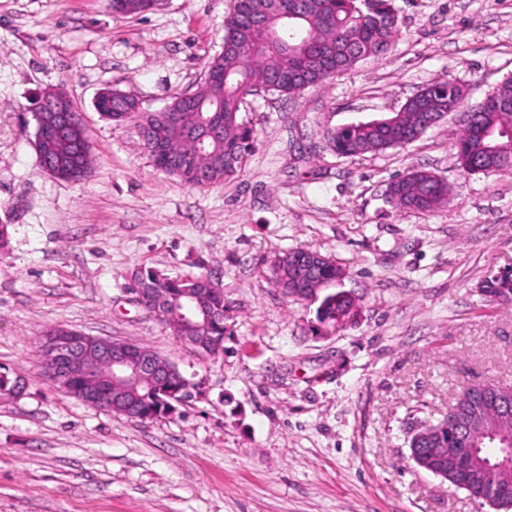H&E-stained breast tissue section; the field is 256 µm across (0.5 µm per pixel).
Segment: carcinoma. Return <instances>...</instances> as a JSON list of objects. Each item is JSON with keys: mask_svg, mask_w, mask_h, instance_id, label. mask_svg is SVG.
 Masks as SVG:
<instances>
[{"mask_svg": "<svg viewBox=\"0 0 512 512\" xmlns=\"http://www.w3.org/2000/svg\"><path fill=\"white\" fill-rule=\"evenodd\" d=\"M296 13L281 27L282 43L266 44L258 35L226 43L209 65L224 68L234 76V85L217 83L203 86L201 100L220 106L218 117L223 125L222 135L198 150L187 137V131L201 117L199 107L187 106L180 96L172 98L167 109L158 112L132 111L134 96L119 89L97 102L99 112L115 123L133 122L147 152H152L155 139L164 143L168 174L190 187L201 189L198 173L208 172L209 185L224 183L241 172L254 149V131L244 120L246 104L240 88L243 86L273 85L271 93L296 95L305 88L317 86L350 69L358 61L386 52L397 34V14L393 0H236L224 19V32L236 25L246 24L253 16L270 14L279 17ZM463 114L455 147L462 170L468 164L479 166L485 173L503 170L499 165L498 146L512 144V112L493 103L468 106L458 97V84L452 81L433 82L408 98L397 110L399 123L381 126L371 121L351 123L330 128L325 139L330 151L341 157L380 153L394 148V143L416 136L415 129L426 117L449 112L450 106ZM38 148L67 159L75 151L72 143L51 140ZM391 200L403 210L430 212L448 205V192L435 185L430 172L411 169L391 181ZM343 273L336 263L315 269L313 284L334 285ZM144 288H157L168 294H178L190 283L181 277H169L153 268L140 271ZM196 287L202 290V303L213 318L197 325H187L179 315L168 311L163 325L173 336H205L207 343L224 347V289L208 284L209 276H195ZM503 291L512 293V276L490 277L484 282V292L493 297ZM321 297L330 301L325 316L335 325L336 313L356 314L352 298L338 304L334 292ZM137 403L155 419L171 414L167 397L159 390H140ZM481 413L482 407L466 391L448 407V437L432 444L434 448H451L457 431L460 413ZM475 481L483 486L504 483L503 509L512 504V468L506 449H512V411L505 410L472 424Z\"/></svg>", "mask_w": 512, "mask_h": 512, "instance_id": "1", "label": "carcinoma"}]
</instances>
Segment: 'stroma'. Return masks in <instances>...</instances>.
<instances>
[{"label":"stroma","instance_id":"stroma-1","mask_svg":"<svg viewBox=\"0 0 512 512\" xmlns=\"http://www.w3.org/2000/svg\"><path fill=\"white\" fill-rule=\"evenodd\" d=\"M392 48L294 97L249 98L256 148L228 182L195 189L155 167L132 124L94 107L117 88L145 110L194 92L223 45L233 0H0V367L26 389L0 398V512H492L419 469L406 430L474 382L512 385V303L481 282L512 267V169L469 175L449 113L416 141L345 158L325 128L399 108L438 80L479 103L512 77V0H394ZM63 89L90 135L82 179L53 178L32 141L34 101ZM418 167L448 206L406 212L388 183ZM341 264L359 316L342 330L270 282L276 253ZM204 273L224 288V354L203 358L139 308L133 271ZM61 325L136 341L200 395L136 420L42 373Z\"/></svg>","mask_w":512,"mask_h":512}]
</instances>
